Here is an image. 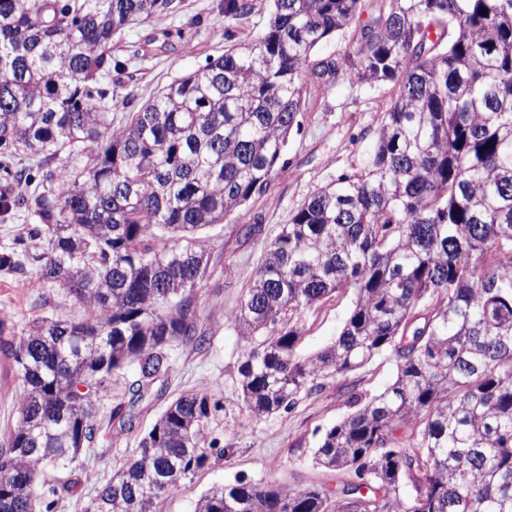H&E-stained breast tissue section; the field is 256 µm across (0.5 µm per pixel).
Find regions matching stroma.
<instances>
[{
	"mask_svg": "<svg viewBox=\"0 0 512 512\" xmlns=\"http://www.w3.org/2000/svg\"><path fill=\"white\" fill-rule=\"evenodd\" d=\"M268 11V0H253L251 12L235 18L225 15L224 0H182L178 13L127 28L113 49L114 58L123 61L125 68L106 79L112 91L113 126L124 124L128 113L138 111L163 86L203 65L206 58L218 57L228 45L260 33ZM391 96V83H361L347 76L340 77L328 93H314L311 111L300 115V129L288 137L282 156L286 167L269 191L247 202L224 223L203 231L209 273L194 293L200 324L211 344L204 350L175 346L176 369L168 380V394L173 397L204 388L219 400L224 409L212 426L211 437L232 454L212 455L208 466L163 503L162 512H193L202 494L239 479L335 487V475L315 467L312 457L322 432L347 411L339 389L355 383L380 391L391 378V364L379 357L347 376L327 379L322 391L303 397L292 410L242 429L237 425L241 404L238 366L245 344L228 317L253 281L262 255L304 201L340 175L363 168ZM257 221L263 225L262 233L244 239L240 234L243 225ZM352 305L353 294L346 290L301 311L296 317L302 332L299 353L310 355L331 342ZM74 309L71 299L43 287L35 274L0 271V325L6 336L23 335L36 319L64 318ZM162 409V402L147 401L132 431L102 428L95 443L77 460L79 495L61 499L54 512H85L103 479L122 468Z\"/></svg>",
	"mask_w": 512,
	"mask_h": 512,
	"instance_id": "35a3bbf8",
	"label": "stroma"
}]
</instances>
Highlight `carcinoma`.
Instances as JSON below:
<instances>
[{"label":"carcinoma","instance_id":"obj_1","mask_svg":"<svg viewBox=\"0 0 512 512\" xmlns=\"http://www.w3.org/2000/svg\"><path fill=\"white\" fill-rule=\"evenodd\" d=\"M388 2L338 60L315 49L363 0H272L255 39L114 128L112 39L176 0H0V153H33L39 173L33 193L0 199V214L35 220L0 271L30 266L78 307L0 336L21 380L0 512H50L39 475L76 463L113 388L108 424L130 430L166 394L174 345L209 343L194 301L209 269L200 233L269 190L307 82L324 93L342 72L394 96L364 168L302 204L229 316L246 343L238 426L380 355L393 380L348 391L349 413L318 440L313 462L353 477L341 488L238 480L194 512H512V0ZM251 9L224 0L228 16ZM346 289L336 339L297 354L284 318ZM221 409L204 389L170 400L85 512H159L208 464Z\"/></svg>","mask_w":512,"mask_h":512}]
</instances>
